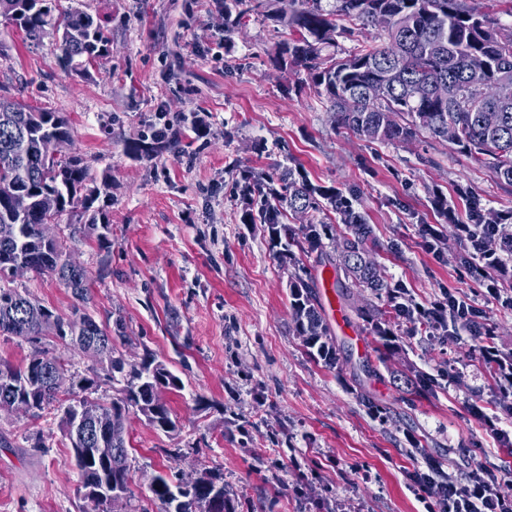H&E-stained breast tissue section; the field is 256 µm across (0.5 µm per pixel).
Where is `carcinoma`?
Returning a JSON list of instances; mask_svg holds the SVG:
<instances>
[{
    "label": "carcinoma",
    "mask_w": 512,
    "mask_h": 512,
    "mask_svg": "<svg viewBox=\"0 0 512 512\" xmlns=\"http://www.w3.org/2000/svg\"><path fill=\"white\" fill-rule=\"evenodd\" d=\"M54 0H0V16L31 41L45 35L59 40V65L67 71L84 70L109 56L111 39L104 25L86 11ZM273 19L293 31L278 46L276 66L283 74L301 66L311 84L325 92L335 122L372 141L413 144L422 133L484 163L491 158L496 177L512 185V30L500 31L476 5L466 0H224V34L241 29L253 16ZM358 21L376 34L363 39L343 58L322 55L336 45V18ZM482 57L486 68L471 72L469 62ZM374 82L386 86V96L373 101L365 95ZM497 111L498 122L487 125L483 111ZM73 141L68 119L46 108H34L0 96V280L8 267L25 263L36 274H53L88 300L87 276L72 257L63 254L57 239L44 240L39 225L67 210L91 208L96 189L83 192L90 180L82 157L48 162L54 149ZM165 148L155 137L134 145V152L151 158ZM248 210L244 221L266 227L277 258L285 263L295 251L320 253L324 241L336 244V279L340 296L347 288L373 295L386 294L388 305L363 312L373 333L393 335L392 325L409 316V298L397 306L393 296L399 284L387 282L376 258L370 224L359 207L355 190H325L313 185L300 170L288 167L277 178L251 170L243 172ZM332 210L340 224L317 217ZM469 216L485 224H503L506 217L485 209L476 194L468 198ZM300 221L299 227L285 219ZM108 225L96 219L78 228L85 237L108 241ZM315 277L308 271L289 283L292 319L310 356L327 366L336 364V345L324 321ZM22 336L34 345L30 358L19 366L0 364V410H21L34 417L60 402L61 394L78 388L96 390L90 379L67 377L64 358L47 355L40 344L52 335L66 349L85 351L81 336H99L95 356L106 365L107 379L121 377L123 386L108 404L94 402L102 426L88 453L74 454L84 498L117 508L130 493L131 464L125 421L137 411L155 429L171 433L176 420L163 399L168 390L183 387L179 377L153 359L127 364L113 355L112 337L89 314L76 309L69 318L32 300L14 288L0 285V335ZM57 365L63 375L47 380V366ZM408 378L415 394L423 397L437 384L435 376L412 369ZM84 395L63 407V430L71 448L82 447L79 430L67 417ZM152 494L165 512H236L224 477L201 473L176 482L153 477Z\"/></svg>",
    "instance_id": "cac0c4a2"
}]
</instances>
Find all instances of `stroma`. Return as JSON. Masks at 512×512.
Instances as JSON below:
<instances>
[{
	"label": "stroma",
	"instance_id": "35a3bbf8",
	"mask_svg": "<svg viewBox=\"0 0 512 512\" xmlns=\"http://www.w3.org/2000/svg\"><path fill=\"white\" fill-rule=\"evenodd\" d=\"M108 28L112 53L89 72L61 69L53 37L32 43L0 21V95L65 115L71 145L91 176L108 173L94 209L111 227L110 247L76 233L83 219L56 217V234L85 268L91 290L78 303L51 274L24 272L10 287L70 316L82 306L113 335L127 362H163L183 387L164 398L178 422L156 430L128 416L131 493L122 512H164L153 476L190 471L224 477L238 512H424L406 475L424 457L447 473L463 461L512 470V447L486 418L512 426L491 401L483 337L470 326L443 344L401 322L382 345L361 317L384 306L367 292L337 301L331 324L336 364L314 361L297 336L288 282L298 269L334 273L333 249L281 263L263 227L243 221L242 170L268 176L299 166L316 185L360 192L386 280L403 282L429 306L454 289L475 300L481 327L512 352V309L490 295L483 275L423 247V229L467 217L469 193L512 214V186L492 168L420 135L413 145L370 142L337 125L303 68L281 78L276 48L289 29L255 17L241 32L216 28V0H76ZM184 113L168 148L151 159L131 146L164 124L161 105ZM443 374L435 393L410 399L409 367ZM389 407L375 419L362 395ZM61 410L39 417L0 410V512H97L78 491L79 474L61 429ZM419 439L425 455L413 453Z\"/></svg>",
	"mask_w": 512,
	"mask_h": 512
}]
</instances>
